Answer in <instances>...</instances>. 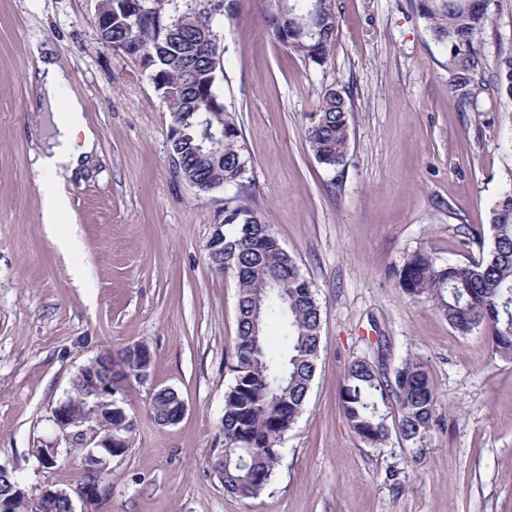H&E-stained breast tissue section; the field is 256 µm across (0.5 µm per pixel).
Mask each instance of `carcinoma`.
<instances>
[{"mask_svg": "<svg viewBox=\"0 0 512 512\" xmlns=\"http://www.w3.org/2000/svg\"><path fill=\"white\" fill-rule=\"evenodd\" d=\"M234 0H187L169 12L149 0H112V50L134 58L172 117L209 112L224 125V144L213 160L197 153L194 121L182 126L177 173L190 174L198 190L221 187L224 200V261L236 268L237 336L233 383L224 395V454L214 464L224 491L254 498L270 485L281 461L285 435L302 414L317 369L322 311L310 281L280 245L271 225L253 206L242 168L247 166L242 130L232 105L217 90L223 73L214 23L233 14ZM274 41L304 61L326 63L339 32L335 0H259ZM417 11L434 42L448 54V85L456 109L477 112L486 97L512 103V53H499L495 67L480 48L491 17V0H418ZM344 92L325 90L308 131L317 162L336 169L347 163L350 112ZM493 243L477 262L440 264L414 252L395 271L399 288L423 298L456 332L481 331L500 355L512 359V188L490 210ZM354 433L371 447L386 443L390 405L398 407V431L414 443L437 425V397L426 364L406 358L392 375L364 358L350 362L340 394ZM179 395L160 393L155 417L176 416Z\"/></svg>", "mask_w": 512, "mask_h": 512, "instance_id": "1", "label": "carcinoma"}]
</instances>
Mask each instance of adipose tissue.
I'll return each mask as SVG.
<instances>
[{
    "mask_svg": "<svg viewBox=\"0 0 512 512\" xmlns=\"http://www.w3.org/2000/svg\"><path fill=\"white\" fill-rule=\"evenodd\" d=\"M30 79L40 87L43 107L53 113L55 135L38 166L45 181L54 184L62 174H74L98 154L99 133L85 115L82 98L65 94L68 76L51 48L43 49Z\"/></svg>",
    "mask_w": 512,
    "mask_h": 512,
    "instance_id": "adipose-tissue-1",
    "label": "adipose tissue"
}]
</instances>
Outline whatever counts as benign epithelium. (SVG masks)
Listing matches in <instances>:
<instances>
[{
	"mask_svg": "<svg viewBox=\"0 0 512 512\" xmlns=\"http://www.w3.org/2000/svg\"><path fill=\"white\" fill-rule=\"evenodd\" d=\"M112 23V0H100L95 24L98 32H104ZM224 141V129L211 128L209 135L199 140V149L206 154L217 143ZM208 254L219 257L224 254V225L217 226L207 243ZM104 354L94 356L88 364L82 366L76 374L75 384L85 387L86 397L80 408L72 406L70 398H65L52 411L49 421L53 435L40 438L33 446V453L41 467L45 468L60 456L79 459L84 469V480L68 491L48 484L39 496L27 501L28 512H52L49 503L63 500L69 512H76L74 499L86 506H99L103 503L110 485L105 482L110 458L101 454V449L124 448L129 445L135 419L124 407V402L115 397L117 385L134 380L145 384L150 378L151 353L141 343L127 348L122 366L113 367V371L104 374L96 370ZM122 421L112 424V416Z\"/></svg>",
	"mask_w": 512,
	"mask_h": 512,
	"instance_id": "obj_1",
	"label": "benign epithelium"
}]
</instances>
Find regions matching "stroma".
<instances>
[{
  "mask_svg": "<svg viewBox=\"0 0 512 512\" xmlns=\"http://www.w3.org/2000/svg\"><path fill=\"white\" fill-rule=\"evenodd\" d=\"M99 0H0V463L29 493L82 479L78 462L41 468L33 441L50 432L88 359L144 343L150 382L124 386L137 427L112 461L100 512H512V359L481 332L457 333L394 275L421 251L480 260L490 209L512 187L504 110L454 109L448 56L413 0H335L339 34L324 66L273 41L257 0H236L218 43L217 88L231 101L262 216L312 283L322 343L303 415L259 496L227 495L214 469L224 450V394L237 334L232 273L208 260L227 190L198 192L177 176L172 115L149 70L102 47ZM53 46L100 136L84 171L60 182L69 212L44 220L37 161L51 115L34 108L27 71ZM482 46L512 50V0H497ZM352 96L347 163L328 169L306 141L321 92ZM427 365L438 426L421 445L391 434L363 443L340 401L358 357L384 373ZM175 390L186 413L158 425L151 389Z\"/></svg>",
  "mask_w": 512,
  "mask_h": 512,
  "instance_id": "35a3bbf8",
  "label": "stroma"
}]
</instances>
